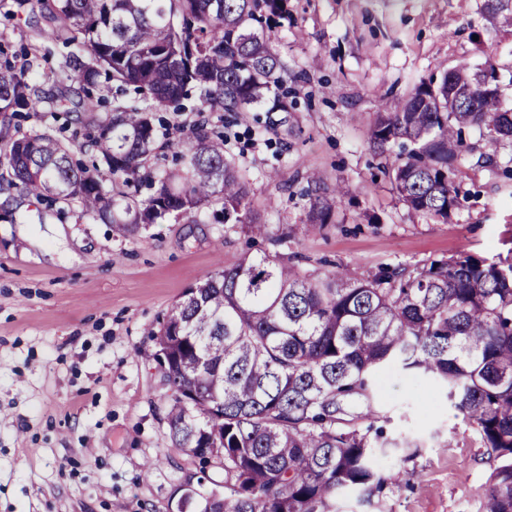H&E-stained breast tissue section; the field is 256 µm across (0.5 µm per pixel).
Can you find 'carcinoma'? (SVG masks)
I'll return each instance as SVG.
<instances>
[{"instance_id":"obj_1","label":"carcinoma","mask_w":512,"mask_h":512,"mask_svg":"<svg viewBox=\"0 0 512 512\" xmlns=\"http://www.w3.org/2000/svg\"><path fill=\"white\" fill-rule=\"evenodd\" d=\"M286 0H15L13 15L48 12L69 51L58 94L34 96L24 69L0 61V189L17 185L37 202L81 204L95 220L134 234L147 224L221 205L226 224H244L272 248L290 236L268 229L250 206L248 184L208 130V112H285L288 80L271 35ZM488 20L512 26V0H483ZM461 61L376 114L375 150L400 151L387 166L414 215L448 219L468 195L457 173L471 153L464 131L482 132L493 160L512 142V111L475 83ZM137 96L112 99V119L81 145L87 165L54 134H11L25 112L71 102L93 112L100 73ZM196 92L199 120L174 166L142 175L156 149V112H183ZM306 227L331 223L344 195L309 178ZM164 365L172 446L224 472V496L203 512H335L359 491L379 501L406 477L413 444L378 425L376 376L387 365L431 376L480 433L494 466L483 512H512V259L433 260L367 277L341 271L312 278L277 257L247 254L189 288L151 335ZM391 452L385 473L371 462Z\"/></svg>"}]
</instances>
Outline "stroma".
Segmentation results:
<instances>
[{"mask_svg": "<svg viewBox=\"0 0 512 512\" xmlns=\"http://www.w3.org/2000/svg\"><path fill=\"white\" fill-rule=\"evenodd\" d=\"M0 0V48L34 86L63 52L52 33L10 17ZM272 47L288 73L284 112L209 113L225 152L266 223L289 227L282 258L323 277L342 269L423 266L470 254L512 255V144L496 164L469 157L459 180L469 195L447 220L410 215L383 172L369 130L385 103L460 60L512 72V27L490 29L481 0H287ZM29 112L19 134L48 130L81 142L83 126L107 123ZM343 182L331 224L305 232L307 176ZM125 235L83 214L77 202H29L0 210V512H189L223 495L224 474L201 473L173 448L168 391L151 359L158 330L183 293L265 244L219 205ZM386 430L417 447L387 512H481L492 471L479 433L457 416L430 377L386 368L378 380Z\"/></svg>", "mask_w": 512, "mask_h": 512, "instance_id": "obj_1", "label": "stroma"}]
</instances>
